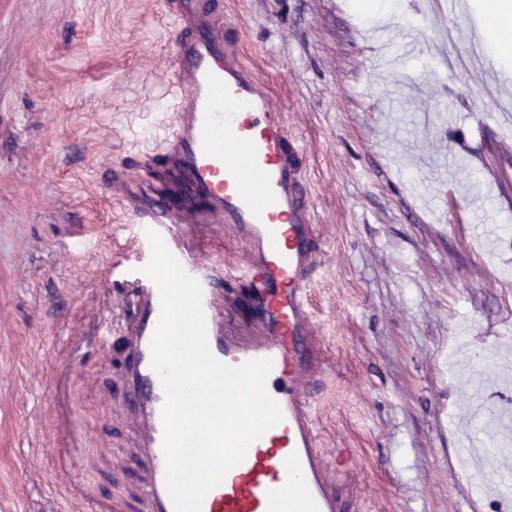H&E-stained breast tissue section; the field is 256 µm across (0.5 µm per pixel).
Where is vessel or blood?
<instances>
[{"label":"vessel or blood","instance_id":"1","mask_svg":"<svg viewBox=\"0 0 512 512\" xmlns=\"http://www.w3.org/2000/svg\"><path fill=\"white\" fill-rule=\"evenodd\" d=\"M171 43L173 115L157 154L115 170L108 183L137 228V284L124 336L100 335L104 359L122 353V416L137 430L140 491L127 512H175L165 481L161 380L150 341L160 313L156 285L140 269L147 230L201 287L212 354L237 367L271 359L266 390L283 420L253 442L245 459L206 495L202 512H351L315 427L311 396L326 368L308 288L320 245L305 179V157L284 109L239 57L234 29L209 0H177ZM234 229L245 263L224 273L203 228ZM245 307L256 331L227 330L224 306Z\"/></svg>","mask_w":512,"mask_h":512}]
</instances>
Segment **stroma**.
<instances>
[{
	"instance_id": "stroma-1",
	"label": "stroma",
	"mask_w": 512,
	"mask_h": 512,
	"mask_svg": "<svg viewBox=\"0 0 512 512\" xmlns=\"http://www.w3.org/2000/svg\"><path fill=\"white\" fill-rule=\"evenodd\" d=\"M490 0H217L244 61L305 154L321 246L310 301L324 338L312 395L329 457L349 450L355 512H506L494 471L459 452L473 421L457 367L512 408V54L475 52ZM166 0H0V512H86L54 465L50 388L69 364L73 475L136 490L115 365L65 343L123 335L113 287L135 235L106 182L156 152L173 112ZM425 27L412 51L391 30ZM394 58L391 70L373 63Z\"/></svg>"
}]
</instances>
